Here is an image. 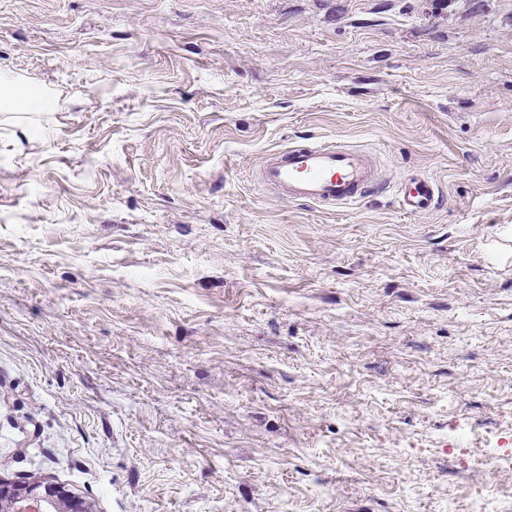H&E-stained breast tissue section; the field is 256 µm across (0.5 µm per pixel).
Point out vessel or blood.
Masks as SVG:
<instances>
[{
	"mask_svg": "<svg viewBox=\"0 0 512 512\" xmlns=\"http://www.w3.org/2000/svg\"><path fill=\"white\" fill-rule=\"evenodd\" d=\"M373 171V158L366 152L312 143L267 155L260 180L289 200L336 206L358 202L374 185ZM399 194L403 206L416 211L434 201L435 188L423 180Z\"/></svg>",
	"mask_w": 512,
	"mask_h": 512,
	"instance_id": "vessel-or-blood-1",
	"label": "vessel or blood"
}]
</instances>
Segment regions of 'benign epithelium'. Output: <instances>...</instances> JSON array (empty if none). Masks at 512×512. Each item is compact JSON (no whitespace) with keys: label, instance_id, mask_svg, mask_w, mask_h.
Listing matches in <instances>:
<instances>
[{"label":"benign epithelium","instance_id":"benign-epithelium-1","mask_svg":"<svg viewBox=\"0 0 512 512\" xmlns=\"http://www.w3.org/2000/svg\"><path fill=\"white\" fill-rule=\"evenodd\" d=\"M60 504L64 512H87L81 498L51 483L11 486L0 481V512H56Z\"/></svg>","mask_w":512,"mask_h":512}]
</instances>
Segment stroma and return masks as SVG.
<instances>
[{"label": "stroma", "mask_w": 512, "mask_h": 512, "mask_svg": "<svg viewBox=\"0 0 512 512\" xmlns=\"http://www.w3.org/2000/svg\"><path fill=\"white\" fill-rule=\"evenodd\" d=\"M0 481L89 512H512V0H0ZM364 150L333 208L271 152ZM428 180L435 205L398 189ZM2 86L7 88L10 103L15 107L39 112H47L51 109L50 99L38 95L24 80L1 77V89ZM373 171L366 152L311 143L267 155L260 180L288 200L336 206L358 202L374 185Z\"/></svg>", "instance_id": "1"}]
</instances>
